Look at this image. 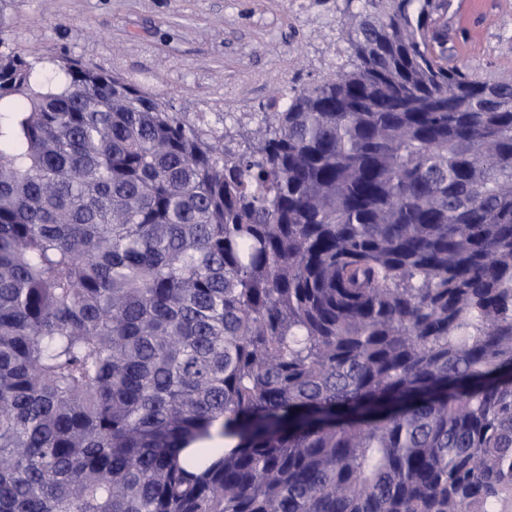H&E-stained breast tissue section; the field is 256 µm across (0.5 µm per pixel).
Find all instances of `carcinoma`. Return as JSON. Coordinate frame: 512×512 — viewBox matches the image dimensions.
<instances>
[{
    "label": "carcinoma",
    "instance_id": "1",
    "mask_svg": "<svg viewBox=\"0 0 512 512\" xmlns=\"http://www.w3.org/2000/svg\"><path fill=\"white\" fill-rule=\"evenodd\" d=\"M317 2L347 64L217 125L0 37V512L512 495V76L451 0Z\"/></svg>",
    "mask_w": 512,
    "mask_h": 512
}]
</instances>
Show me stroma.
<instances>
[{
    "label": "stroma",
    "mask_w": 512,
    "mask_h": 512,
    "mask_svg": "<svg viewBox=\"0 0 512 512\" xmlns=\"http://www.w3.org/2000/svg\"><path fill=\"white\" fill-rule=\"evenodd\" d=\"M0 35L44 77L53 60L134 80L177 112L266 111L346 62L332 13L315 0H0ZM460 58L512 70V0H484Z\"/></svg>",
    "instance_id": "35a3bbf8"
}]
</instances>
